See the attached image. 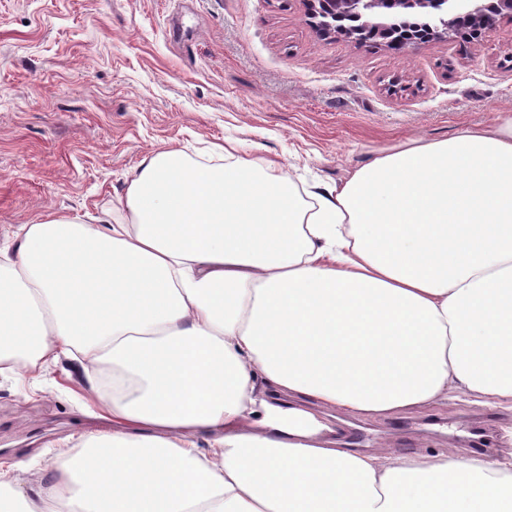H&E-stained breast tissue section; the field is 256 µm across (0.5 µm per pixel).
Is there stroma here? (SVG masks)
I'll return each mask as SVG.
<instances>
[{
    "label": "stroma",
    "mask_w": 512,
    "mask_h": 512,
    "mask_svg": "<svg viewBox=\"0 0 512 512\" xmlns=\"http://www.w3.org/2000/svg\"><path fill=\"white\" fill-rule=\"evenodd\" d=\"M512 120V18L472 40L394 51L320 34L302 0H0V242L51 212L99 216L140 160L204 162L235 141L299 188L335 184L379 150ZM67 359L0 374V472L37 479L59 445L103 429ZM511 411L449 399L361 423L368 450L502 448Z\"/></svg>",
    "instance_id": "1"
}]
</instances>
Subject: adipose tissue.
Instances as JSON below:
<instances>
[{"mask_svg": "<svg viewBox=\"0 0 512 512\" xmlns=\"http://www.w3.org/2000/svg\"><path fill=\"white\" fill-rule=\"evenodd\" d=\"M145 157L95 223L0 246V372L78 362L107 431L0 512H512L504 451L344 446L347 417L512 410V122L381 150L311 203L236 142Z\"/></svg>", "mask_w": 512, "mask_h": 512, "instance_id": "obj_1", "label": "adipose tissue"}]
</instances>
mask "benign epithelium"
Instances as JSON below:
<instances>
[{
	"label": "benign epithelium",
	"mask_w": 512,
	"mask_h": 512,
	"mask_svg": "<svg viewBox=\"0 0 512 512\" xmlns=\"http://www.w3.org/2000/svg\"><path fill=\"white\" fill-rule=\"evenodd\" d=\"M396 16L421 14L431 19L425 30L410 37L393 35L382 21V0H304L308 16L319 20L323 34L338 35L360 45L382 38L391 46L424 44L448 37L449 24L457 19L474 23L482 32L501 16L512 18V0H392Z\"/></svg>",
	"instance_id": "7a95c632"
}]
</instances>
